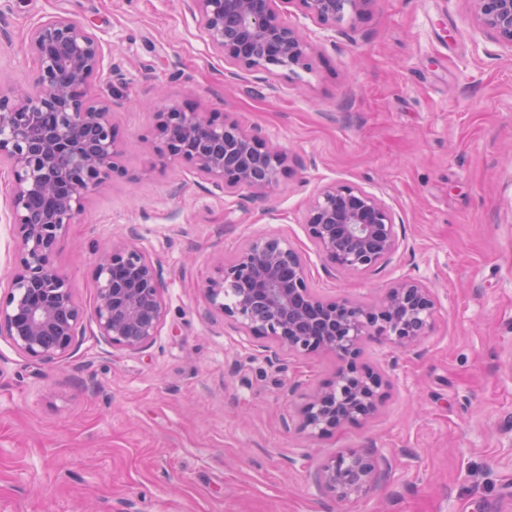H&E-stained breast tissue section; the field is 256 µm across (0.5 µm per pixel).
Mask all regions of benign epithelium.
Segmentation results:
<instances>
[{
	"label": "benign epithelium",
	"instance_id": "7a95c632",
	"mask_svg": "<svg viewBox=\"0 0 512 512\" xmlns=\"http://www.w3.org/2000/svg\"><path fill=\"white\" fill-rule=\"evenodd\" d=\"M298 2L318 25L334 26L345 13L363 14L372 0H183L208 45L232 75L277 67L305 69L310 44L288 25L282 6ZM478 22L512 46V0H469ZM30 49L34 86L0 94V160L12 179L7 190L17 255L0 296V337L37 361L63 356L83 335L84 310L54 256L86 194L119 170L126 150L107 102L91 99L103 48L84 25L55 15L36 23ZM154 151L184 160L221 194L248 190L265 196L289 170V157L258 128L218 120L203 109L176 106L155 113ZM305 229L325 271L349 277L374 271L402 245L396 214L379 196L344 182L323 187L309 202ZM97 335L111 347L141 351L160 332L165 311L161 270L135 235L112 241L95 270ZM209 305L245 336L266 339L291 356L330 354L338 367L313 392L288 387L298 400L294 430L331 435L378 410L384 375L361 362L369 337L415 351L429 335L435 298L422 281L402 277L380 301L361 306L326 299L309 285L306 259L278 234L250 240L217 267L205 285ZM390 461L376 448H353L326 459L315 483L338 501L366 495Z\"/></svg>",
	"mask_w": 512,
	"mask_h": 512
}]
</instances>
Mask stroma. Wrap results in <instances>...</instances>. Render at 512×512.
Listing matches in <instances>:
<instances>
[{
    "mask_svg": "<svg viewBox=\"0 0 512 512\" xmlns=\"http://www.w3.org/2000/svg\"><path fill=\"white\" fill-rule=\"evenodd\" d=\"M56 14L102 42L90 93L119 98L112 119L132 147L56 250L83 336L44 363L0 338V512H512V47L468 0H371L333 28L293 5L309 69L234 76L180 0H0V92L33 83L30 30ZM158 102L261 128L289 174L242 206L187 162L156 165ZM9 180L0 164V284L16 250ZM332 182L398 217L403 245L373 272L328 276L307 237V203ZM269 232L305 254L323 297L373 305L411 276L436 298L420 355L365 341V363L387 374L378 411L311 442L286 426L287 389H318L335 358H270L203 291L220 259ZM132 233L166 303L141 352L106 345L91 317L97 255ZM371 446L393 467L365 496L317 488L323 460Z\"/></svg>",
    "mask_w": 512,
    "mask_h": 512,
    "instance_id": "stroma-1",
    "label": "stroma"
}]
</instances>
